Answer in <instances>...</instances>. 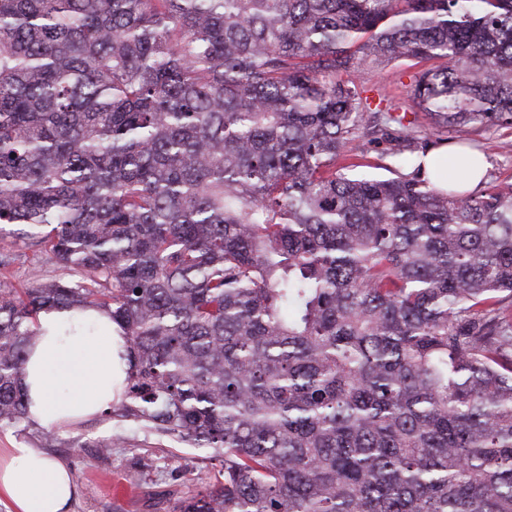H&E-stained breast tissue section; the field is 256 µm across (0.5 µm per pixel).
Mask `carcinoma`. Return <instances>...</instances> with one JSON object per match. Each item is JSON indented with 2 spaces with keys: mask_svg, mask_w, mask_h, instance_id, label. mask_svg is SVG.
<instances>
[{
  "mask_svg": "<svg viewBox=\"0 0 512 512\" xmlns=\"http://www.w3.org/2000/svg\"><path fill=\"white\" fill-rule=\"evenodd\" d=\"M407 59L404 102L359 80ZM494 125L512 0H0V238L56 265L0 284V428L52 436L38 315L94 310L112 443L220 462L178 512H512V183L425 175Z\"/></svg>",
  "mask_w": 512,
  "mask_h": 512,
  "instance_id": "cac0c4a2",
  "label": "carcinoma"
}]
</instances>
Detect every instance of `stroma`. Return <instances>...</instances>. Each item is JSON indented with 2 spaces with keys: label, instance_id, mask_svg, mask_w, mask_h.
I'll return each mask as SVG.
<instances>
[{
  "label": "stroma",
  "instance_id": "stroma-1",
  "mask_svg": "<svg viewBox=\"0 0 512 512\" xmlns=\"http://www.w3.org/2000/svg\"><path fill=\"white\" fill-rule=\"evenodd\" d=\"M418 70V64L407 61L365 70L363 78L395 102L405 95ZM454 139L484 154L488 181L512 179V128L462 131ZM55 433V439L48 441L22 436L13 427L0 428V448L23 439L51 460L64 463L76 484L64 512H175L182 499L213 489L220 481L218 462L206 459L201 449L162 441L133 427L124 432L120 445L106 452L100 445L109 442L112 428L99 418L70 422Z\"/></svg>",
  "mask_w": 512,
  "mask_h": 512
}]
</instances>
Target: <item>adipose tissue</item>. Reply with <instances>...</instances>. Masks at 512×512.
Segmentation results:
<instances>
[{"instance_id": "adipose-tissue-1", "label": "adipose tissue", "mask_w": 512, "mask_h": 512, "mask_svg": "<svg viewBox=\"0 0 512 512\" xmlns=\"http://www.w3.org/2000/svg\"><path fill=\"white\" fill-rule=\"evenodd\" d=\"M96 321L94 334L70 335V315L39 314L41 336L24 366L29 414L39 424L59 426L118 402L116 387L124 377L118 354L126 340L114 333L109 317L100 314ZM74 490L71 471L38 449L24 443L0 448V501L11 512H63Z\"/></svg>"}]
</instances>
